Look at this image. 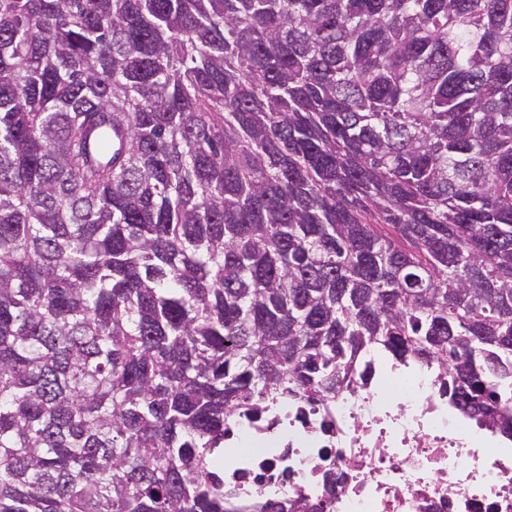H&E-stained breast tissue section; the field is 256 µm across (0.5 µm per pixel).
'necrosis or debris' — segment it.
<instances>
[{
    "label": "necrosis or debris",
    "instance_id": "4bbe7bcc",
    "mask_svg": "<svg viewBox=\"0 0 512 512\" xmlns=\"http://www.w3.org/2000/svg\"><path fill=\"white\" fill-rule=\"evenodd\" d=\"M370 361L329 407L289 401L232 426L224 481L243 512L286 497L325 512H512V438L451 409L433 363Z\"/></svg>",
    "mask_w": 512,
    "mask_h": 512
}]
</instances>
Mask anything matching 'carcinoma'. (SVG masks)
I'll use <instances>...</instances> for the list:
<instances>
[{"label": "carcinoma", "mask_w": 512, "mask_h": 512, "mask_svg": "<svg viewBox=\"0 0 512 512\" xmlns=\"http://www.w3.org/2000/svg\"><path fill=\"white\" fill-rule=\"evenodd\" d=\"M373 352L512 437V0H0V512H235Z\"/></svg>", "instance_id": "carcinoma-1"}]
</instances>
